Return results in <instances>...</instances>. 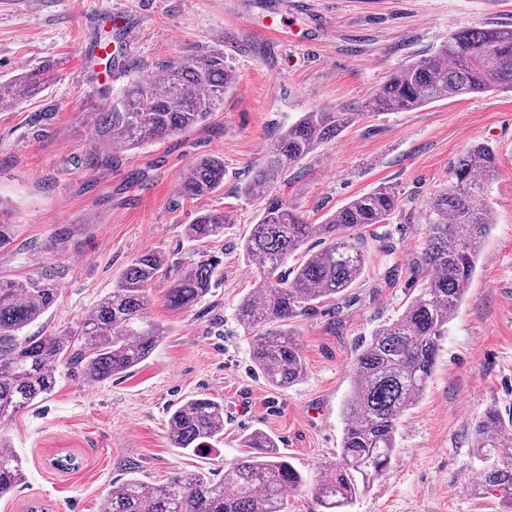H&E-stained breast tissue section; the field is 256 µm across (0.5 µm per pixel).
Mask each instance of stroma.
Instances as JSON below:
<instances>
[{
    "label": "stroma",
    "mask_w": 512,
    "mask_h": 512,
    "mask_svg": "<svg viewBox=\"0 0 512 512\" xmlns=\"http://www.w3.org/2000/svg\"><path fill=\"white\" fill-rule=\"evenodd\" d=\"M492 25H512V0H0V81L35 68L48 77L37 98L0 111V205L15 235L0 249V277L51 273L61 288L25 335L74 326L146 251L163 252L174 273L211 256L220 262L216 286L192 309L168 307L169 279L149 287L147 316L166 336L133 372L92 385L79 368L61 366L54 391L9 421L24 479L0 499V512H99L131 475L155 484L202 471L218 480L255 429L308 479L290 493L288 512H319L312 482L339 454L350 363L420 290L422 212L447 184L450 162L478 143L494 146L499 159L494 224L428 388L400 420L394 461L350 512H500L495 496L470 491L481 467L471 433L485 408L512 412V324L501 318L512 305V92L359 113L398 68L461 28ZM107 40L123 62L115 78L87 62ZM209 48L223 49L238 75L223 106L111 165H82L89 115L106 95ZM320 107L357 119L291 169L280 196L310 224L380 186L398 194L401 208L390 223L363 230L360 283L299 318L307 374L277 390L254 367L235 320L253 286L241 245L259 209L239 188L280 130ZM206 154L223 157L224 187L186 198L181 176ZM213 209L233 214V223L218 238L190 241L186 224ZM199 394L224 403V439L207 456L166 439L168 407ZM68 455L74 469L52 466Z\"/></svg>",
    "instance_id": "obj_1"
}]
</instances>
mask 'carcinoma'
I'll return each mask as SVG.
<instances>
[{
  "instance_id": "1",
  "label": "carcinoma",
  "mask_w": 512,
  "mask_h": 512,
  "mask_svg": "<svg viewBox=\"0 0 512 512\" xmlns=\"http://www.w3.org/2000/svg\"><path fill=\"white\" fill-rule=\"evenodd\" d=\"M47 83L45 71L32 70L0 82V110L12 108ZM236 76L224 52L209 50L157 74L135 80L108 103L94 109L85 167L112 163L114 152L161 142L200 125L224 104ZM506 88L512 92V27L465 28L431 56L400 67L363 104L367 112H412L431 103ZM359 116L322 107L304 112L267 146L240 192L260 203V215L243 244L253 270L254 288L235 309V319L251 337V360L273 388L286 389L306 375L299 333L292 324L322 301L342 295L362 277L366 255L361 230L385 224L400 208L399 197L380 187L362 194L308 224L277 194L288 172ZM106 148L101 153L100 147ZM498 170L493 146L476 144L449 168L448 184L427 202L425 238L417 268L425 287L394 320L378 326L350 368L351 389L342 413L339 458L319 471L314 494L322 512H348L360 489L390 467L400 417L423 396L441 347L474 278L484 240L493 224L491 186ZM224 187V158L206 155L184 175L183 196L198 199ZM226 214L200 213L185 227L203 241L224 233ZM8 211L0 207V248L13 242ZM322 247H307L312 238ZM299 265L288 267L297 252ZM219 261L189 264L173 279L167 302L190 309L214 288ZM168 261L151 251L136 258L112 292L74 326L57 335L18 333L58 301L53 276L25 280L0 278V427L18 412L49 395L61 364L79 367L92 383L122 376L147 360L165 330L147 320V287L166 275ZM173 448L200 454L224 440V403L198 395L169 411ZM243 454L224 465L216 481L202 472L178 473L160 484L132 476L114 488L100 512H287V494L305 476L277 452L260 429L241 437ZM474 457L482 463L478 488L512 512V417L489 407L472 427ZM23 479L21 461L0 432V498Z\"/></svg>"
}]
</instances>
